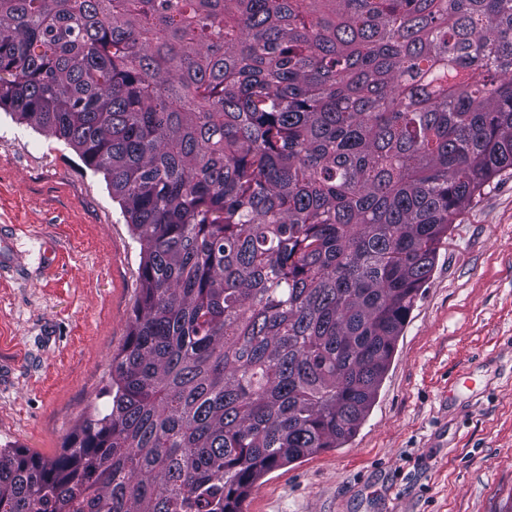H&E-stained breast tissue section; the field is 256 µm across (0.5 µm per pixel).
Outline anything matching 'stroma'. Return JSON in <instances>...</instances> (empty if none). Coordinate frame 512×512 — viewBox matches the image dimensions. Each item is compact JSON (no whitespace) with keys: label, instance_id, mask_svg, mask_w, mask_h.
<instances>
[{"label":"stroma","instance_id":"1","mask_svg":"<svg viewBox=\"0 0 512 512\" xmlns=\"http://www.w3.org/2000/svg\"><path fill=\"white\" fill-rule=\"evenodd\" d=\"M0 444L56 457L127 342L140 245L103 173L0 111ZM54 263L43 261L45 250ZM244 512H512V173L451 225L356 436Z\"/></svg>","mask_w":512,"mask_h":512}]
</instances>
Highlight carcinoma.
I'll return each mask as SVG.
<instances>
[{"label":"carcinoma","mask_w":512,"mask_h":512,"mask_svg":"<svg viewBox=\"0 0 512 512\" xmlns=\"http://www.w3.org/2000/svg\"><path fill=\"white\" fill-rule=\"evenodd\" d=\"M0 109L102 171L126 345L0 512H243L369 414L451 224L512 170V0H0Z\"/></svg>","instance_id":"carcinoma-1"}]
</instances>
